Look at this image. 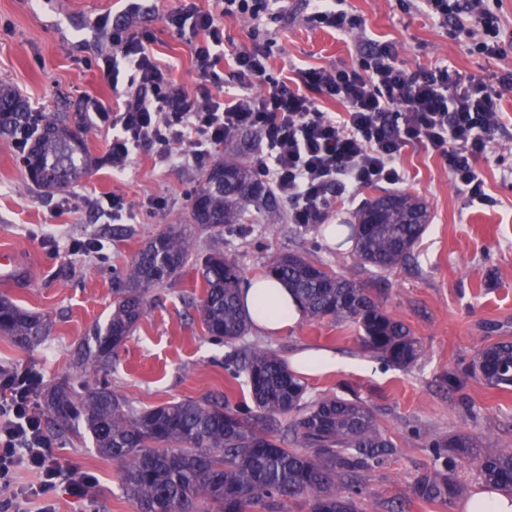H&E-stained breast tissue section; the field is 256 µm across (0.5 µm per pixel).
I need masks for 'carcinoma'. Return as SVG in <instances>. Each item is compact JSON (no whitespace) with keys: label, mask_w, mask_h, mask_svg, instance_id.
I'll list each match as a JSON object with an SVG mask.
<instances>
[{"label":"carcinoma","mask_w":512,"mask_h":512,"mask_svg":"<svg viewBox=\"0 0 512 512\" xmlns=\"http://www.w3.org/2000/svg\"><path fill=\"white\" fill-rule=\"evenodd\" d=\"M30 118L28 103L0 83V132L11 135ZM22 162L33 185L51 193L79 182L95 159L80 118L45 113ZM276 204L254 167L237 160L212 166L191 192L187 223L150 238L125 273H114L112 316L85 339L75 367L86 372L112 363L143 315L148 291L191 260L193 227L243 224L250 208ZM428 221L425 203L386 193L353 214L343 242L354 241L360 264L388 270L407 260ZM267 272L288 286L309 317L358 326L364 346L387 362L407 367L420 357L421 344L411 331L350 279L295 253L273 257ZM200 274L203 328L212 340L232 344L250 324L240 299L241 270L212 254ZM47 329L44 319L0 297L1 338L26 347ZM226 369L233 378L244 377L252 405L205 398L137 410L103 382L82 397L65 378L48 389L46 404L55 425L71 431L84 424L98 452L118 464L136 512H275L292 501L308 503L309 512H358L357 500L366 494L359 473L393 451L370 407L360 399L309 398L305 382L270 351L233 354ZM472 373L492 387L512 388V340L481 349ZM428 445L433 471L415 483V497L451 499L456 486L448 471L465 458L477 463L488 487L512 495V448L485 451L468 434L433 438Z\"/></svg>","instance_id":"cac0c4a2"}]
</instances>
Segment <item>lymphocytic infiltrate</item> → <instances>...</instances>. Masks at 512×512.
<instances>
[{
	"label": "lymphocytic infiltrate",
	"instance_id": "lymphocytic-infiltrate-1",
	"mask_svg": "<svg viewBox=\"0 0 512 512\" xmlns=\"http://www.w3.org/2000/svg\"><path fill=\"white\" fill-rule=\"evenodd\" d=\"M422 12L438 22L468 18L480 31L478 51L501 56L512 46V32L485 0H418ZM276 0H217L216 11L185 6L169 17L179 34L193 43L194 68L202 80L199 100L189 99L170 79L148 46L147 33L117 29L112 42L120 50L107 61L103 76L111 86L134 90L116 106L96 102L97 122L112 131L109 158L125 169L140 149L167 155L175 143H189L198 164L212 148L241 130H257L266 155L258 167L288 208L295 224L322 223L339 190L398 183L396 159L411 143L439 153L458 186L482 204L492 199L475 163L507 129L500 114L501 91L512 88V70L491 83L464 80L445 64L412 69L392 46L361 57L357 63L306 68L294 80L272 78L269 51L253 48L234 57V92H224V29L219 15L253 19L273 10ZM266 92H254L258 82ZM340 104L337 112L320 109L319 100ZM42 375L30 368L0 367V512H55L46 496L65 487L87 497L91 476L76 472L57 456L36 402ZM36 476L21 487L19 473Z\"/></svg>",
	"mask_w": 512,
	"mask_h": 512
}]
</instances>
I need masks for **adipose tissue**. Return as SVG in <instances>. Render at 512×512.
<instances>
[{"instance_id":"obj_1","label":"adipose tissue","mask_w":512,"mask_h":512,"mask_svg":"<svg viewBox=\"0 0 512 512\" xmlns=\"http://www.w3.org/2000/svg\"><path fill=\"white\" fill-rule=\"evenodd\" d=\"M241 299L255 328L264 334H277L294 326L303 310L291 291L280 281L259 276L241 287Z\"/></svg>"}]
</instances>
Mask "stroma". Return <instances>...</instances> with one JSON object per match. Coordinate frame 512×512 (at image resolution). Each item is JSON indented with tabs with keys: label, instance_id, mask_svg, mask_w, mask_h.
<instances>
[{
	"label": "stroma",
	"instance_id": "obj_1",
	"mask_svg": "<svg viewBox=\"0 0 512 512\" xmlns=\"http://www.w3.org/2000/svg\"><path fill=\"white\" fill-rule=\"evenodd\" d=\"M183 5V0H140L135 25L151 34L155 58L193 97L201 82L193 49L167 23ZM343 7L361 22L348 33L311 22L310 0H279L275 18L224 17L227 57L221 65L230 68L231 53L266 44L271 75L289 76L299 68L355 63L388 42L412 68L444 62L476 81L512 69V51L502 58L475 51L473 38L456 21L439 24L414 0H345ZM125 11L124 0H0V82L18 89L35 112L86 113L94 100L113 105L129 89L123 83L111 87L101 69L112 55V29ZM84 126L100 162L78 184L50 198L32 185L12 138L0 135V249L19 251L29 266L27 281L0 286V296L50 323L47 336L26 348L0 337V365L38 369L48 386L65 376L75 386L85 385L71 360L92 326L105 323L112 312L114 271L124 270L149 237L185 218L189 194L204 173L186 144L179 156L140 151L124 170H113L105 159L111 129L89 120ZM397 164L405 174L397 191L423 198L432 215L404 264L390 271L361 265L351 248L337 246L328 232L329 225L351 220L355 209L385 192L382 184L347 189L320 224L290 223L283 209L221 232L194 231L193 263L150 291L137 327L111 366L102 369L112 391L137 409L211 395L249 404L244 380L230 378L224 369L236 346L212 341L194 308L203 296L198 262L221 253L249 278L265 273L278 254H300L368 288L421 342L420 358L406 368L393 366L361 346L356 326L328 317L305 316L271 336L252 329L240 344L288 362L303 349L336 354L337 371L305 376L309 397L360 398L397 449L363 472L368 494L359 512H462L464 501L485 488L476 463L462 460L452 472L459 493L450 503L416 499L412 486L433 466L431 439L464 433L487 450L512 448V389L490 387L469 371L479 349L512 339V131L476 162L494 200L490 206L470 200L445 161L422 147L405 148ZM112 195L126 206L118 221L94 206ZM86 238L100 239L102 251L69 252L70 241ZM451 372L459 378L453 386L446 381ZM53 442L59 457L94 478L82 499L61 487L53 491L57 512H134L118 465L97 453L87 430Z\"/></svg>",
	"mask_w": 512,
	"mask_h": 512
}]
</instances>
